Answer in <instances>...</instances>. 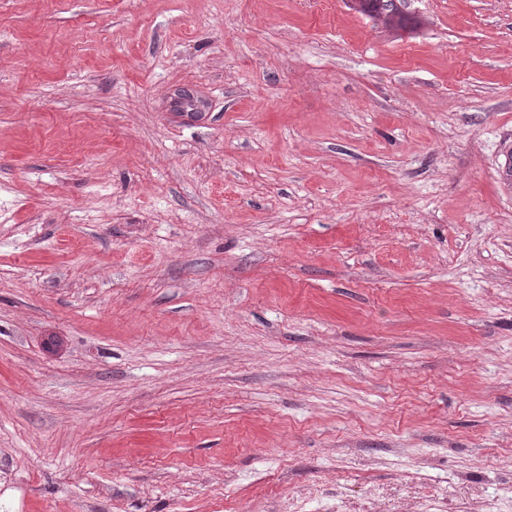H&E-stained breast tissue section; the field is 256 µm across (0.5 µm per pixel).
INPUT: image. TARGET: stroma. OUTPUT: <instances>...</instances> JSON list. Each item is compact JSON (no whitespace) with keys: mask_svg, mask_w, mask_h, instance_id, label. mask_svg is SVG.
I'll use <instances>...</instances> for the list:
<instances>
[{"mask_svg":"<svg viewBox=\"0 0 512 512\" xmlns=\"http://www.w3.org/2000/svg\"><path fill=\"white\" fill-rule=\"evenodd\" d=\"M404 10L0 0V512H512V0Z\"/></svg>","mask_w":512,"mask_h":512,"instance_id":"stroma-1","label":"stroma"}]
</instances>
